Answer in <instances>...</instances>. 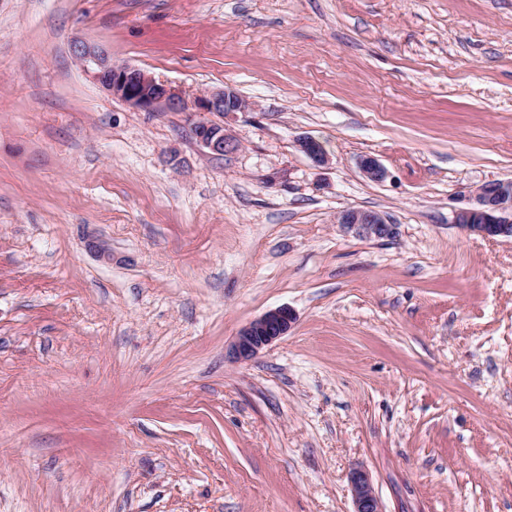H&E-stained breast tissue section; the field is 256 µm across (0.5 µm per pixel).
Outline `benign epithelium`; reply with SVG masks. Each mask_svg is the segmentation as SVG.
<instances>
[{"label": "benign epithelium", "instance_id": "7a95c632", "mask_svg": "<svg viewBox=\"0 0 512 512\" xmlns=\"http://www.w3.org/2000/svg\"><path fill=\"white\" fill-rule=\"evenodd\" d=\"M75 56L91 66L93 80L110 95L130 106L146 112H183L187 103L183 92L156 79L142 69L112 63L109 55L96 47L74 44ZM202 112H243L247 104L230 88L209 91L195 100ZM193 134L199 147L212 155H224L230 138L224 127L198 123ZM299 150L317 167L328 163L324 147L312 137L297 141ZM360 172L372 181H381L386 171L372 156L358 162ZM337 223L359 237L393 239L397 225L390 223L381 213L372 210L346 209L337 217ZM453 223L462 230L490 240H512V180H494L477 187L470 196L469 205L455 211ZM296 321L287 307L271 309L244 326L233 345V353L240 361L254 358L263 348L288 334ZM354 512H382L381 503L369 476L362 471L350 475Z\"/></svg>", "mask_w": 512, "mask_h": 512}]
</instances>
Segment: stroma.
<instances>
[{
	"mask_svg": "<svg viewBox=\"0 0 512 512\" xmlns=\"http://www.w3.org/2000/svg\"><path fill=\"white\" fill-rule=\"evenodd\" d=\"M501 179L512 0H0V512H354L356 469L383 512H512V240L453 222ZM75 56L87 66L93 80L110 95L146 112H183L187 103L183 92L157 80L142 69L112 63L109 55L96 47L74 44ZM88 65L92 68L89 70ZM195 106L202 112H242L247 104L236 91L224 87L200 95L195 100ZM193 134L199 147L208 154L224 155L230 144V138L224 133V127L221 125L197 123L193 128ZM337 222L359 237L388 240L398 234L396 224H391L381 213L372 210L346 209L338 215ZM296 321L288 307L271 309L244 326L233 345V353L240 361L254 358L263 348L288 334Z\"/></svg>",
	"mask_w": 512,
	"mask_h": 512,
	"instance_id": "1",
	"label": "stroma"
}]
</instances>
